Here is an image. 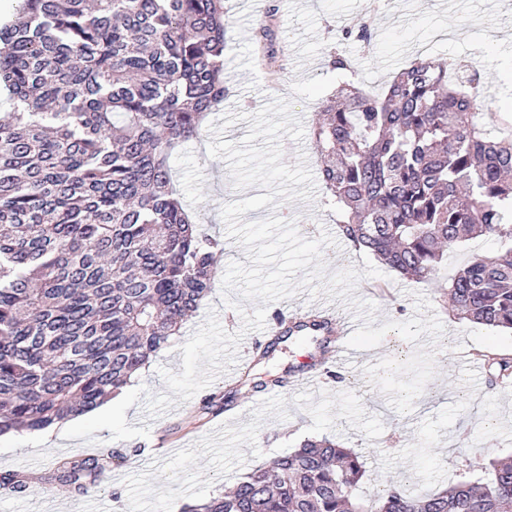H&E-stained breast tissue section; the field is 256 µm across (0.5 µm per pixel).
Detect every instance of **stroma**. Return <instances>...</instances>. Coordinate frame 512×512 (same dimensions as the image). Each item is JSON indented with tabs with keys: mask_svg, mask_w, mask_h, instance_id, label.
Here are the masks:
<instances>
[{
	"mask_svg": "<svg viewBox=\"0 0 512 512\" xmlns=\"http://www.w3.org/2000/svg\"><path fill=\"white\" fill-rule=\"evenodd\" d=\"M224 6V102L207 114L200 138L178 148L170 162L189 209L224 242L212 290L181 335L151 358L148 374L128 383L105 414H90L47 439L28 431L0 436V473H21L31 488L24 496L0 489V512H69L75 500L48 477L57 462L99 448H130L134 454L82 495L87 512H182L307 437H328L364 455L366 473L357 493L366 499L400 481L415 495L441 490L460 477L486 475L492 460L512 455V382H483L477 356L489 348L512 356V333L454 318L447 298L449 278L473 258L492 255L494 241L479 237L451 248L426 281L385 267L379 276H364L368 253L340 235L310 137L336 90L338 75L327 65L335 40L367 91H379L420 55L436 62L469 58L480 65L497 103H512V0H305L299 9L282 0L277 34L284 50L269 67L255 59L258 19L241 0H224ZM366 20L373 31L370 45L345 38L346 30ZM276 99L289 101L305 131L298 142L281 138L283 162L306 163L313 195L249 211L244 221L278 216L295 222L307 239L330 234L334 242L321 252L326 273L360 271L353 295L375 305L377 323L434 316L444 332L438 340L424 335L413 343L388 333L354 363L307 386L297 379L319 358L321 340L295 334L253 363L252 376L268 383L263 392L239 384L242 368L235 364L184 402L168 390L160 371L181 372L180 347L209 312H216L227 332H242V310L224 304L222 280L228 265L245 261L246 252L228 237L221 210L261 193L257 186L236 190L226 161L209 156V125L238 114L223 138L241 141L249 132L248 115ZM229 391L236 394L231 410L204 409L205 398Z\"/></svg>",
	"mask_w": 512,
	"mask_h": 512,
	"instance_id": "obj_1",
	"label": "stroma"
}]
</instances>
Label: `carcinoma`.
Wrapping results in <instances>:
<instances>
[{"instance_id":"carcinoma-1","label":"carcinoma","mask_w":512,"mask_h":512,"mask_svg":"<svg viewBox=\"0 0 512 512\" xmlns=\"http://www.w3.org/2000/svg\"><path fill=\"white\" fill-rule=\"evenodd\" d=\"M0 23V434L42 431L116 396L207 297L224 242L194 221L170 158L224 101V0H16ZM269 5L257 30L274 57ZM345 77L312 138L339 231L427 280L445 249L496 241L448 280L452 315L512 332V107L476 121L472 61L419 56L379 94ZM123 454L61 462L84 494ZM363 455L307 438L185 512H512V458L412 496L356 495Z\"/></svg>"}]
</instances>
